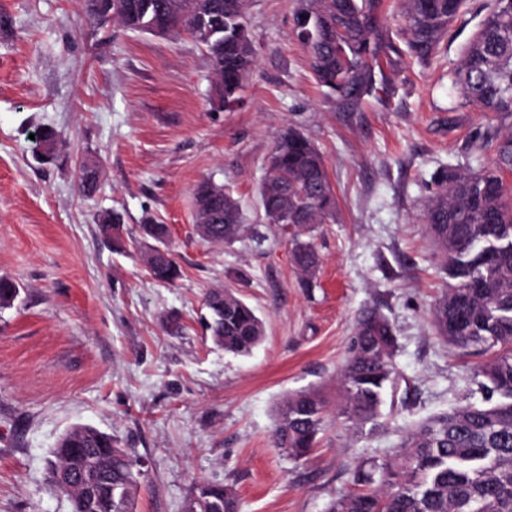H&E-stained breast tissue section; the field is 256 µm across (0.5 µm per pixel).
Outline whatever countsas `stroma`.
I'll return each mask as SVG.
<instances>
[{
  "instance_id": "35a3bbf8",
  "label": "stroma",
  "mask_w": 512,
  "mask_h": 512,
  "mask_svg": "<svg viewBox=\"0 0 512 512\" xmlns=\"http://www.w3.org/2000/svg\"><path fill=\"white\" fill-rule=\"evenodd\" d=\"M486 3L469 0L421 63L405 52L401 0H382L390 48L373 90L347 100L316 84L292 34L294 0H248L256 63L238 106L218 112L210 58L190 36L92 24L78 0H0V277L20 288L0 307V512H72L51 450L79 424L141 461L134 512H182L202 480L231 485L241 512H325L363 462L395 451L398 425L464 403L478 359L431 326L444 281L423 211L434 171L493 161L469 144L495 120L458 105L448 77ZM42 128L62 142L49 162L31 138ZM289 128L323 154L338 205L335 223L311 233L321 264L310 288L290 233L259 204L273 141ZM88 159L102 171L90 194L78 187ZM207 177L242 208L249 229L233 242L194 228L192 191ZM112 210L124 221L117 245L98 230ZM148 217L170 229L175 284L141 259ZM214 288L262 319L250 354L203 332ZM372 305L395 328L407 404L370 433L328 411L308 457L278 452V403L308 387L335 399L356 316Z\"/></svg>"
}]
</instances>
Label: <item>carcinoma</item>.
I'll use <instances>...</instances> for the list:
<instances>
[{"label":"carcinoma","instance_id":"1","mask_svg":"<svg viewBox=\"0 0 512 512\" xmlns=\"http://www.w3.org/2000/svg\"><path fill=\"white\" fill-rule=\"evenodd\" d=\"M247 0H116L112 17L105 0H80L91 19L112 21L135 32L188 34L208 52L213 77L224 86V101L239 99L256 51L246 22ZM467 0H403L406 41L421 62L439 51L448 26ZM380 0H296L293 27L307 23L313 37L307 50L316 83L349 95L371 80L386 48L381 35ZM451 80L460 103L476 104L500 122L512 120V0H490L479 29L461 50ZM494 153L492 166L478 172L445 167L431 175L424 210L427 230L448 277L432 309L437 337L448 346L485 360L466 376L470 400L401 429L398 449L386 460L361 465L355 489L329 503L326 512H512V123L505 132L476 134L471 150ZM96 169H80L83 191L95 190ZM260 201L270 224L297 227L293 264L310 284L320 264L304 233L316 224L336 223L337 202L323 155L302 133L279 134L260 185ZM196 231L212 243H227L247 225L238 202L211 180L194 190ZM147 243L144 260L152 277L171 284L182 277L174 258L152 261L157 234L165 224L140 225ZM19 296L10 279L0 278V307ZM204 327L213 343L246 355L264 338L255 310L231 289H212L204 299ZM397 337L376 307L362 309L338 378L337 417L357 430L375 428L386 398L399 395L395 357ZM327 397L319 388L286 394L276 408L273 445L295 458L307 456L324 429ZM53 482L63 470L96 467V477L67 492L72 512H133L141 470L138 461L112 436L76 425L53 451ZM240 512L232 488L198 482L184 512Z\"/></svg>","mask_w":512,"mask_h":512}]
</instances>
